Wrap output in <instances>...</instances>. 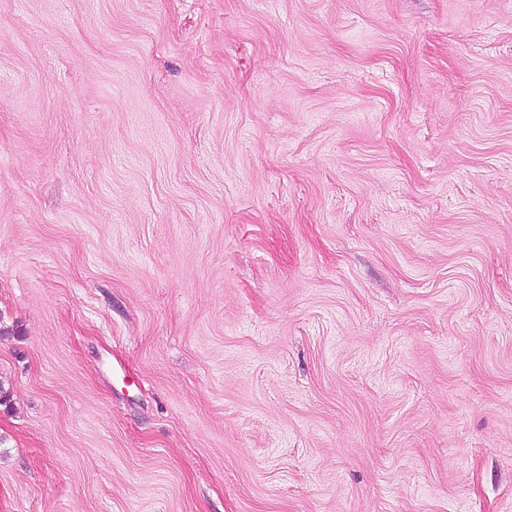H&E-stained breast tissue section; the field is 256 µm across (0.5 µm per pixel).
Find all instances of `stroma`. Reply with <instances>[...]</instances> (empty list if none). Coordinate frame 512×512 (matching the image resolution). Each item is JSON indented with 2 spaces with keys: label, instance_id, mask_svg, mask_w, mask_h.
<instances>
[{
  "label": "stroma",
  "instance_id": "obj_1",
  "mask_svg": "<svg viewBox=\"0 0 512 512\" xmlns=\"http://www.w3.org/2000/svg\"><path fill=\"white\" fill-rule=\"evenodd\" d=\"M0 512H512V0H0Z\"/></svg>",
  "mask_w": 512,
  "mask_h": 512
}]
</instances>
